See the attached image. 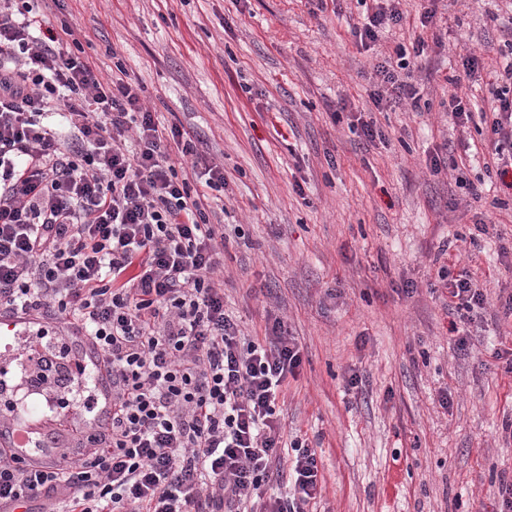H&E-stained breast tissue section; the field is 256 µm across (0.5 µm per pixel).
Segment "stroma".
Returning a JSON list of instances; mask_svg holds the SVG:
<instances>
[{
    "mask_svg": "<svg viewBox=\"0 0 512 512\" xmlns=\"http://www.w3.org/2000/svg\"><path fill=\"white\" fill-rule=\"evenodd\" d=\"M429 6L400 0L403 21L365 47L357 0L38 4L223 164L227 184L208 195L227 238L224 301L245 334L278 317L301 349L281 424L321 452L310 512H498L512 479V374L496 356L512 341V173L486 170L484 123L453 128L445 108L454 93L489 99L512 0H448L425 30ZM421 35L443 45L419 59V109L374 106V64ZM470 50L483 55L472 75ZM362 112L381 138L364 139ZM452 255L489 293L464 351L438 276Z\"/></svg>",
    "mask_w": 512,
    "mask_h": 512,
    "instance_id": "1",
    "label": "stroma"
}]
</instances>
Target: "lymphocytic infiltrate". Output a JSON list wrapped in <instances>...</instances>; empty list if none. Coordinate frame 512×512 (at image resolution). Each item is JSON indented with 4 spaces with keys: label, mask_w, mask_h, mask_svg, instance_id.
Listing matches in <instances>:
<instances>
[{
    "label": "lymphocytic infiltrate",
    "mask_w": 512,
    "mask_h": 512,
    "mask_svg": "<svg viewBox=\"0 0 512 512\" xmlns=\"http://www.w3.org/2000/svg\"><path fill=\"white\" fill-rule=\"evenodd\" d=\"M375 0L352 34L399 24ZM80 30L31 0H0V319L33 314L66 336L12 349L72 446L42 466L0 447V512H306L320 490L316 449L284 441L279 400L302 364L281 319L245 335L224 305V227L209 188L225 183L190 133L163 127L128 73L102 76ZM396 48L374 68L375 105L418 104ZM489 110L492 162L512 171V60ZM192 175L179 174L177 161ZM449 313L484 308L471 275L442 272ZM89 339L111 378L98 385L71 339ZM288 462L291 495L263 493Z\"/></svg>",
    "instance_id": "f902f5d3"
}]
</instances>
